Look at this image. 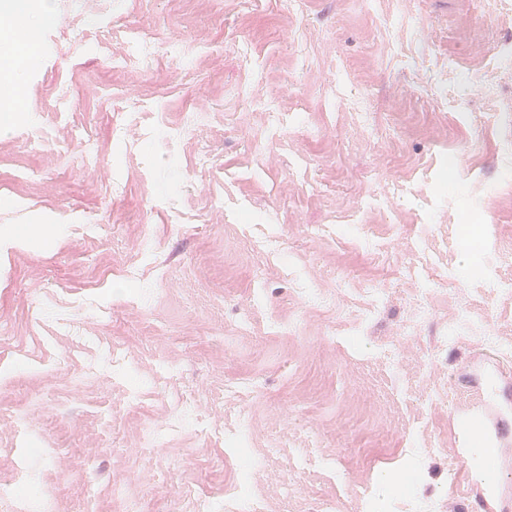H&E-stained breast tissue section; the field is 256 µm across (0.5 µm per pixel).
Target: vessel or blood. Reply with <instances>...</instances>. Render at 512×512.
<instances>
[{"label": "vessel or blood", "instance_id": "vessel-or-blood-1", "mask_svg": "<svg viewBox=\"0 0 512 512\" xmlns=\"http://www.w3.org/2000/svg\"><path fill=\"white\" fill-rule=\"evenodd\" d=\"M482 372L471 378L475 397L449 415L457 431L450 472L474 489L481 512H512V494L503 473L502 451L512 446V395L492 356H484Z\"/></svg>", "mask_w": 512, "mask_h": 512}]
</instances>
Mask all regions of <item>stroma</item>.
<instances>
[{"label":"stroma","instance_id":"35a3bbf8","mask_svg":"<svg viewBox=\"0 0 512 512\" xmlns=\"http://www.w3.org/2000/svg\"><path fill=\"white\" fill-rule=\"evenodd\" d=\"M48 1L34 45L0 21V482L193 512L236 428L261 512L406 470L383 512H472L448 414L512 338V0Z\"/></svg>","mask_w":512,"mask_h":512}]
</instances>
